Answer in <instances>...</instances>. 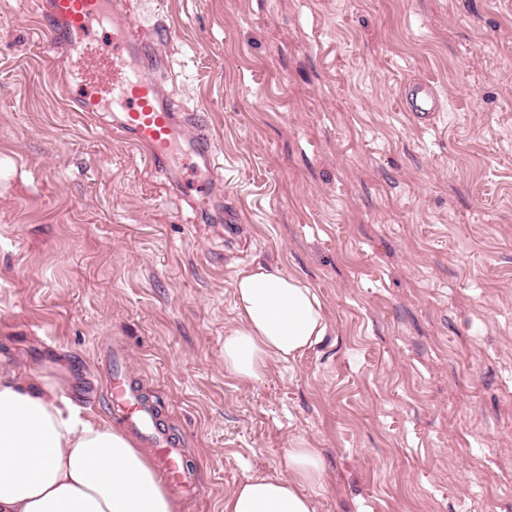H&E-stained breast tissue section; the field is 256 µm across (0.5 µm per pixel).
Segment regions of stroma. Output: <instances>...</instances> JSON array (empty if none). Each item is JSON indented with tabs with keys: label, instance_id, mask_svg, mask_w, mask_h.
<instances>
[{
	"label": "stroma",
	"instance_id": "35a3bbf8",
	"mask_svg": "<svg viewBox=\"0 0 512 512\" xmlns=\"http://www.w3.org/2000/svg\"><path fill=\"white\" fill-rule=\"evenodd\" d=\"M40 0H0V366L56 370L110 420L112 346L224 499L319 449L317 512H512V0H131L172 33L167 93L205 114L232 232L69 111ZM441 98L419 127L400 91ZM279 265L324 341L224 370L233 281Z\"/></svg>",
	"mask_w": 512,
	"mask_h": 512
}]
</instances>
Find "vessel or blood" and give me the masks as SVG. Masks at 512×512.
<instances>
[{
	"label": "vessel or blood",
	"mask_w": 512,
	"mask_h": 512,
	"mask_svg": "<svg viewBox=\"0 0 512 512\" xmlns=\"http://www.w3.org/2000/svg\"><path fill=\"white\" fill-rule=\"evenodd\" d=\"M41 8L47 21L44 43L78 82L69 98L71 111L96 113L111 107L112 132L144 153L162 176L166 192L220 198L221 187L213 178L218 151L201 114L171 100L154 77L155 71L173 64L165 48L171 39L166 26L143 30L124 0H42ZM401 96L414 120L435 118L439 101L430 84H414ZM125 359V350L113 351L106 382L113 418L152 442L156 462L173 487L183 495H197L200 486L183 448L162 423L156 403L131 380Z\"/></svg>",
	"instance_id": "obj_1"
}]
</instances>
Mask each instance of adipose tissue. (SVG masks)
<instances>
[{
	"label": "adipose tissue",
	"mask_w": 512,
	"mask_h": 512,
	"mask_svg": "<svg viewBox=\"0 0 512 512\" xmlns=\"http://www.w3.org/2000/svg\"><path fill=\"white\" fill-rule=\"evenodd\" d=\"M236 326L224 338V370L259 382L328 331L309 284L256 264L233 284ZM326 487L319 449L294 444L279 470L255 475L224 500V512H315ZM150 455L106 421L82 416L46 371L0 367V512H180Z\"/></svg>",
	"instance_id": "adipose-tissue-1"
}]
</instances>
